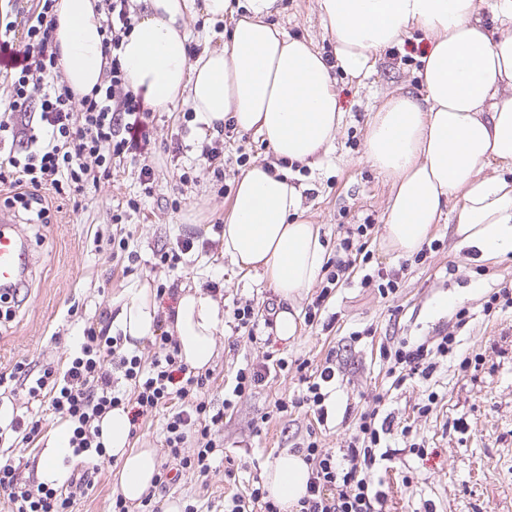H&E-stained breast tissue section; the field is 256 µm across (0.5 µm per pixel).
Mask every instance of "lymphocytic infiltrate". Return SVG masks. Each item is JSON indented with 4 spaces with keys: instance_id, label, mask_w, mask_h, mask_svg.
Here are the masks:
<instances>
[{
    "instance_id": "lymphocytic-infiltrate-1",
    "label": "lymphocytic infiltrate",
    "mask_w": 512,
    "mask_h": 512,
    "mask_svg": "<svg viewBox=\"0 0 512 512\" xmlns=\"http://www.w3.org/2000/svg\"><path fill=\"white\" fill-rule=\"evenodd\" d=\"M22 27L0 26V58L11 79L12 109L0 114V182L11 185L13 198L37 221L47 222L49 209L42 194L50 188L62 193L81 189L95 171L110 172L113 158L137 157L147 149L154 135V118L141 95L127 89L121 61L122 39L134 25L129 0H104L107 13L102 24L107 65L105 79L94 93L75 97L58 79V53L52 48L54 8L57 0H11ZM39 99L38 121H31L25 105ZM372 227L358 224L345 229L336 244V256L324 268L322 287L307 305L304 322L317 323L336 288L360 277L362 284H376L380 295L392 294L399 276L371 268L369 248ZM472 319L467 308L456 309L450 329L430 338L381 345L379 356L387 366L391 389L407 382H427L449 358L459 357V333ZM156 352L150 363L141 357L119 353V337L107 328H88L78 355L65 372L44 367L39 372L17 370L10 379L26 390L30 400H48L52 409L72 426L69 445L74 454L104 457L96 437V425L108 410L130 404L131 425L161 406H170L165 431L168 462L156 476L157 483L170 479L173 467L192 470L209 478L222 443L218 432L226 412L235 409L245 394L264 383L272 370H287V359L250 364L238 369L224 394L223 406L212 409L202 397L208 374L189 369L179 359L172 335H155ZM460 371H467L470 358L459 357ZM296 371L302 385L297 395L275 402L276 412L301 410L317 421L328 417V387L336 376L333 356L322 365L310 367L298 362ZM382 395L361 411L341 453L321 448L316 435L299 444L311 469L307 493L291 512H377L381 501L374 475L379 465L378 448L384 447L393 430L408 434L409 423L399 422L394 413H383ZM194 442L192 454H185L187 442ZM91 470H76L69 490L47 484L20 485L11 463H0V490L7 492L10 512H69L71 489L91 477Z\"/></svg>"
}]
</instances>
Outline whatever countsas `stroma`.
<instances>
[{
  "label": "stroma",
  "mask_w": 512,
  "mask_h": 512,
  "mask_svg": "<svg viewBox=\"0 0 512 512\" xmlns=\"http://www.w3.org/2000/svg\"><path fill=\"white\" fill-rule=\"evenodd\" d=\"M272 22L332 56L333 43L324 32L317 0H281V11ZM422 52L415 32L380 53L368 78L357 82L337 73L345 122L312 169L279 161L251 132L202 135L190 108L179 104L156 110V140L144 162L113 161L109 174L70 195L47 191L49 223L31 221L20 204H9V186H0V210L14 214L31 253L24 302H0V374L22 363L66 369L84 329L101 328L115 317L125 291L143 283L153 289L162 284L200 287L218 302L226 318L237 302H276L267 276L240 272L220 250L223 238L213 227L233 201L236 176L252 164H268L304 185V215L319 225L327 253L335 252L341 225H373L369 248L374 262L402 270L400 286L383 298L376 288L352 281L337 289L327 305V314L334 317L330 328L301 326L286 343L276 338L268 344L236 343L230 329L221 330L215 338L206 400L221 406L225 382L245 365L286 357L316 366L331 351L336 355V387L327 403V421L316 424L301 411L275 414V401L297 392L298 380L291 373L271 374L224 417L220 437L233 462L232 474L219 469L205 482L184 470L166 487H154L153 504L160 512L188 504L198 512H224L225 497L265 480L274 459L293 452L311 429L323 448L339 450L355 417L387 386L380 344L404 336H435L447 329L453 310L464 306L473 319L461 333V352L479 356L480 362L463 373L457 361H449L430 385L411 383L393 392L390 408L407 417H414L425 390L436 391L440 401L428 416L414 418L410 438L390 437L380 474L381 512H512V313L488 318L482 312L491 288L512 283V253L478 261L458 248L448 230L456 219L449 207L431 234L438 247L421 261L409 262L387 250L381 228L389 187L364 156L368 121L383 100L401 88L421 94L417 71ZM145 164L155 173L149 187L139 180ZM118 225L128 236L124 251L112 242ZM186 236L193 237L194 249L181 255L175 267L156 266V251L174 248ZM131 252L136 255L132 261L127 258ZM369 326L374 336H363ZM0 405L42 420V437L10 449L0 447V457L10 460L20 482L35 483L43 437L61 420L22 392L0 395ZM267 412L273 415L269 425L253 432L252 421ZM413 441L426 442L427 455L410 451ZM116 471L115 462L105 460L93 487L77 496L73 512H112V498L119 493Z\"/></svg>",
  "instance_id": "1"
}]
</instances>
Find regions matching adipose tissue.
I'll list each match as a JSON object with an SVG mask.
<instances>
[{
    "label": "adipose tissue",
    "instance_id": "ef3b65f1",
    "mask_svg": "<svg viewBox=\"0 0 512 512\" xmlns=\"http://www.w3.org/2000/svg\"><path fill=\"white\" fill-rule=\"evenodd\" d=\"M100 0H58L55 43L63 80L78 95L102 85L103 12ZM122 41L128 87L155 108L190 106L197 122L216 130L233 121L255 132L275 157L315 167L334 141L344 114L334 70L366 77L376 55L424 34L423 98L391 95L368 124L364 153L390 183L383 241L403 255L417 253L454 203L451 227L460 246L490 260L512 252V0H494L498 28L479 15L476 0H317L324 29L335 44L327 62L311 42L288 36L270 22L281 0H142ZM201 11L227 23L226 40L204 45L188 59L185 17ZM496 176H486V169ZM299 186L254 164L235 181L224 213V253L245 271L267 275L285 304L276 318L281 341L296 336L298 299L327 261L316 225L302 217ZM157 308L149 286L129 289L113 319L127 346L152 335ZM224 321L215 300L200 288L180 293L168 331L179 356L197 371L210 366L214 339ZM99 440L117 471L126 501L137 502L154 486L158 461L151 448L130 444L128 411L105 413ZM69 430L57 427L37 466L39 482L61 485L58 458ZM310 470L301 455H279L267 489L291 512L305 495Z\"/></svg>",
    "mask_w": 512,
    "mask_h": 512
}]
</instances>
